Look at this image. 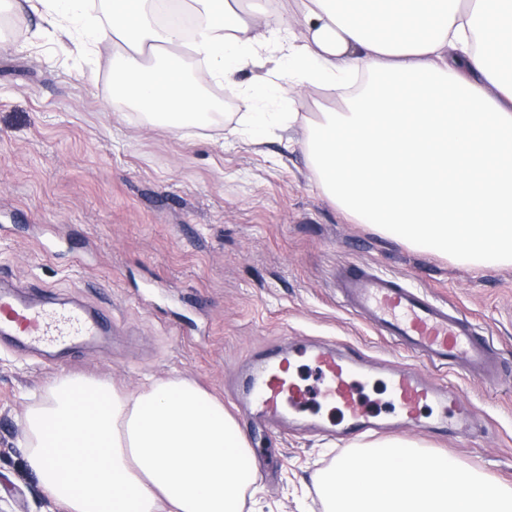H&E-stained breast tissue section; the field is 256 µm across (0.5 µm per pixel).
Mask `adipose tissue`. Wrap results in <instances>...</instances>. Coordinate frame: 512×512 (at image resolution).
Masks as SVG:
<instances>
[{"instance_id": "ef3b65f1", "label": "adipose tissue", "mask_w": 512, "mask_h": 512, "mask_svg": "<svg viewBox=\"0 0 512 512\" xmlns=\"http://www.w3.org/2000/svg\"><path fill=\"white\" fill-rule=\"evenodd\" d=\"M112 106L134 101L179 132L223 82L272 61L281 93L342 92L345 111L303 123L307 157L347 216L420 251L512 265V0H294L298 28L269 9L190 0L196 35L156 22L157 0H108ZM209 61L186 78L182 47ZM25 464L61 512H242L257 484L249 443L224 405L186 379L128 393L60 374L23 417Z\"/></svg>"}]
</instances>
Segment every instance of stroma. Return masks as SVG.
<instances>
[{
	"mask_svg": "<svg viewBox=\"0 0 512 512\" xmlns=\"http://www.w3.org/2000/svg\"><path fill=\"white\" fill-rule=\"evenodd\" d=\"M236 80L273 115L261 143L227 138L236 106L176 135L138 108L113 109L111 46L93 48L39 0L0 11V274L113 318L93 344L48 365L0 343V500L48 512L25 465L21 418L28 393L71 372L129 391L196 382L256 457L261 491L244 512H324L316 476L374 434L312 430L340 419L315 400L268 431L235 400L268 351L332 342L372 365L364 394L387 413L390 374L422 361L346 306L338 278L354 263L453 305L496 354L493 378L434 373L472 406L470 426L449 430L433 405L392 436L512 485V266L477 269L349 220L321 191L301 129L275 118L292 109L317 120L343 100L316 87L281 99L269 65Z\"/></svg>",
	"mask_w": 512,
	"mask_h": 512,
	"instance_id": "1",
	"label": "stroma"
}]
</instances>
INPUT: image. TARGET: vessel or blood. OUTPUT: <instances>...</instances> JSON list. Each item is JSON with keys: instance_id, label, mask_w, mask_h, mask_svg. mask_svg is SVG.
Here are the masks:
<instances>
[{"instance_id": "vessel-or-blood-1", "label": "vessel or blood", "mask_w": 512, "mask_h": 512, "mask_svg": "<svg viewBox=\"0 0 512 512\" xmlns=\"http://www.w3.org/2000/svg\"><path fill=\"white\" fill-rule=\"evenodd\" d=\"M340 288L350 307L380 334L409 349L424 363L440 369L462 362L475 379L495 370L489 340L476 333L465 315L448 305L377 275L363 264L346 270ZM110 321L106 312L90 314L81 307L54 302L35 305L15 295H0V334L18 335L32 348L81 345L97 336ZM311 359L323 376V398L348 418L344 435L370 429L368 404L362 400L355 378L356 359L333 346L317 347ZM287 367L286 355L278 351L269 353L259 374L248 382L260 394L263 411L273 421L281 418L283 407L298 408L306 400V390L287 379ZM391 392L400 410L412 419L423 404L432 402L439 390L424 372L402 370L393 378Z\"/></svg>"}]
</instances>
